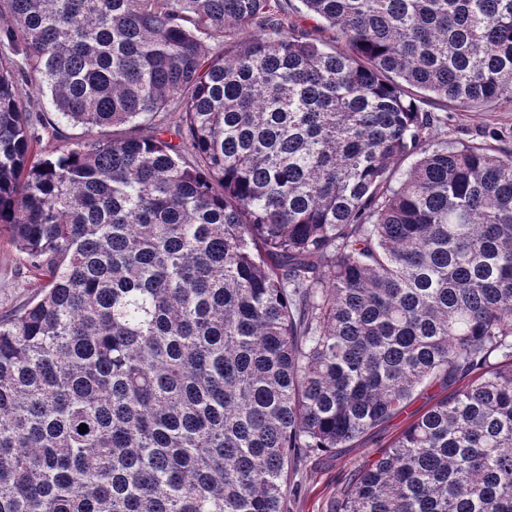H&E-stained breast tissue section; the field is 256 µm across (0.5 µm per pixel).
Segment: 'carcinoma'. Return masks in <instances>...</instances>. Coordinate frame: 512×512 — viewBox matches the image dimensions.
I'll use <instances>...</instances> for the list:
<instances>
[{
  "mask_svg": "<svg viewBox=\"0 0 512 512\" xmlns=\"http://www.w3.org/2000/svg\"><path fill=\"white\" fill-rule=\"evenodd\" d=\"M299 2L0 0L86 130L0 54V512H288L433 387L329 512H512V149L427 109L512 101V0ZM21 83V93L29 106L30 112L34 115H40L41 124L37 126V135L40 138V147L42 152L47 153L55 149H64L77 139L84 136V129L81 127H72L61 121L54 110L51 108L47 98L42 97L39 92V75L26 68ZM56 129L60 134H57ZM42 282L27 257L0 236V316L32 300Z\"/></svg>",
  "mask_w": 512,
  "mask_h": 512,
  "instance_id": "obj_1",
  "label": "carcinoma"
}]
</instances>
